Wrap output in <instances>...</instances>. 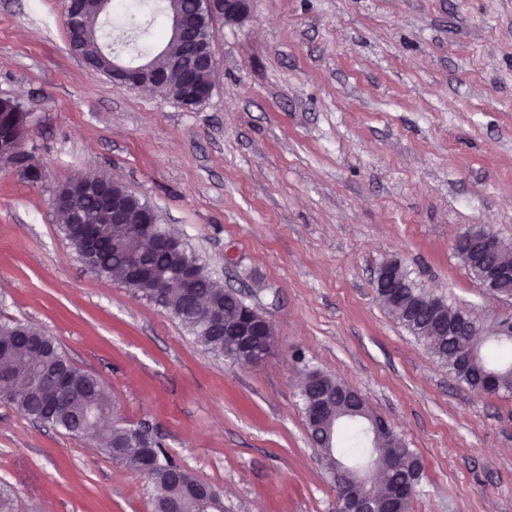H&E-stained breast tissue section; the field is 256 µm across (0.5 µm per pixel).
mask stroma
<instances>
[{"mask_svg":"<svg viewBox=\"0 0 512 512\" xmlns=\"http://www.w3.org/2000/svg\"><path fill=\"white\" fill-rule=\"evenodd\" d=\"M66 0H0V98L30 114L28 183L0 165V321L39 327L224 512H336L295 385L299 363L359 391L415 450L412 512H512V395H478L400 327L374 288L400 260L484 324L512 299L454 244L512 240V0H251L215 18V87L188 111L121 86L69 46ZM163 0L119 41L157 54ZM141 194L275 329L259 365L208 353L170 314L86 269L52 204L88 173ZM0 482L16 512H153L141 474L0 401Z\"/></svg>","mask_w":512,"mask_h":512,"instance_id":"35a3bbf8","label":"stroma"}]
</instances>
